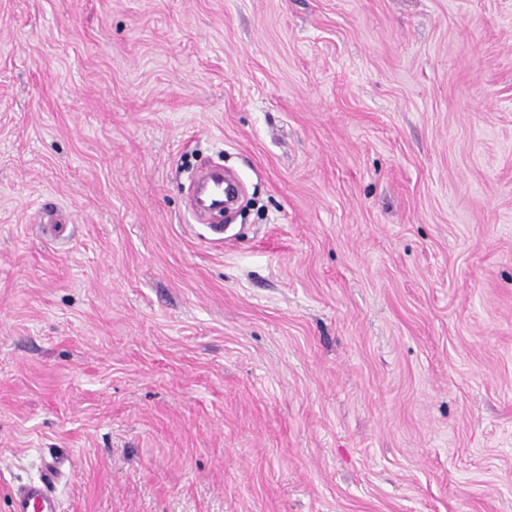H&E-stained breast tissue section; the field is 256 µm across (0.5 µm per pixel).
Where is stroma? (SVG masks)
<instances>
[{"label":"stroma","instance_id":"stroma-1","mask_svg":"<svg viewBox=\"0 0 512 512\" xmlns=\"http://www.w3.org/2000/svg\"><path fill=\"white\" fill-rule=\"evenodd\" d=\"M53 458L62 512H512V0H0V512Z\"/></svg>","mask_w":512,"mask_h":512}]
</instances>
